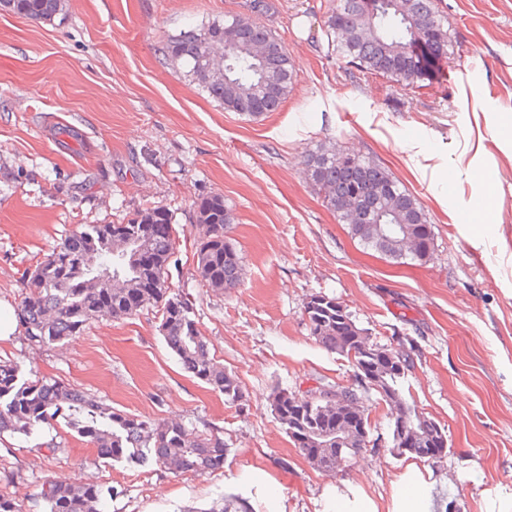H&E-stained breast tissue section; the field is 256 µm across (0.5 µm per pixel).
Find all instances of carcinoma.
I'll return each mask as SVG.
<instances>
[{"label": "carcinoma", "instance_id": "1", "mask_svg": "<svg viewBox=\"0 0 512 512\" xmlns=\"http://www.w3.org/2000/svg\"><path fill=\"white\" fill-rule=\"evenodd\" d=\"M67 0H0V10L41 23L64 13ZM324 32L334 38L336 51L363 74L381 76L413 86L434 70L448 54V17L439 0H335L325 16ZM224 30V63L209 71L205 62V35ZM266 48L261 59L251 47ZM166 62L183 68L185 76L209 98L249 119L277 112L292 92L295 66L271 30L252 17H215L191 23L179 34L163 41ZM308 179L323 205L337 217L355 203L370 219L348 225L351 237L398 264L425 261L434 247L428 214L412 193L401 187L384 166L357 154L324 145L302 155ZM199 237L194 253L195 272L203 286L217 292L236 288L242 278V261L227 239L225 229L233 223L224 196L214 194L194 202ZM402 227L398 235H382L376 224ZM418 242L413 253L405 241ZM175 251L172 216L156 205L142 210L125 224H82L28 272L30 293L17 309L24 336L34 345L61 342L82 331L98 318L123 320L144 310H157L168 348L183 369L227 402L241 398L238 377L211 356L205 336L194 319L192 303L168 284V268ZM310 335L324 349L349 357L350 337L360 334L363 342L379 355L394 347L382 345L357 326L336 298L319 293L305 308ZM410 357L402 372L391 378L394 388L414 367L418 346L404 336ZM336 382L319 380V387L299 397L286 389L275 391L269 405L300 455L326 474L336 473V449L316 448L303 426L336 431V407L320 403ZM346 394L367 400L385 397L360 385L353 375ZM97 456L171 473L203 474L224 466V437L199 431L181 422H155L112 408L103 400L52 379L31 380L11 361L0 359V434L25 435L40 431L58 415ZM425 431L411 443L393 442L400 455L428 458L433 448L447 438L445 429L433 419L424 420ZM346 455L356 461L365 447L363 432L341 424ZM38 497L45 512H102L105 489L74 486L63 480L41 484ZM204 512H252L250 504L236 496L224 497Z\"/></svg>", "mask_w": 512, "mask_h": 512}]
</instances>
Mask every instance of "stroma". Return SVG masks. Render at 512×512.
<instances>
[{"mask_svg": "<svg viewBox=\"0 0 512 512\" xmlns=\"http://www.w3.org/2000/svg\"><path fill=\"white\" fill-rule=\"evenodd\" d=\"M262 24L297 71L280 111H225L158 48L188 23L254 14V0H69L32 23L0 13V305L17 309L24 274L82 224H124L162 204L177 248L169 285L187 296L209 348L242 397L185 372L155 312L98 320L49 347L15 332L0 358L152 420L220 432L223 469L175 475L98 458L63 418L32 435L0 434V490L44 512L49 478L113 488L104 512H204L222 496L253 512H325L354 488L386 507L410 462L433 482L431 512H512V0H441L451 45L424 87L359 73L328 47L331 0H264ZM73 130L60 138L59 128ZM385 166L421 202L434 231L423 262L397 264L351 238L301 165L325 143ZM497 182L493 212L484 178ZM220 194L242 258L238 288L202 287L193 267V204ZM336 297L383 344L416 339L402 395L448 435L439 461L397 454L388 408L368 401L373 439L344 471L302 458L274 419L275 389L301 392L353 368L310 335L317 293ZM58 451L44 452L48 442Z\"/></svg>", "mask_w": 512, "mask_h": 512, "instance_id": "obj_1", "label": "stroma"}]
</instances>
